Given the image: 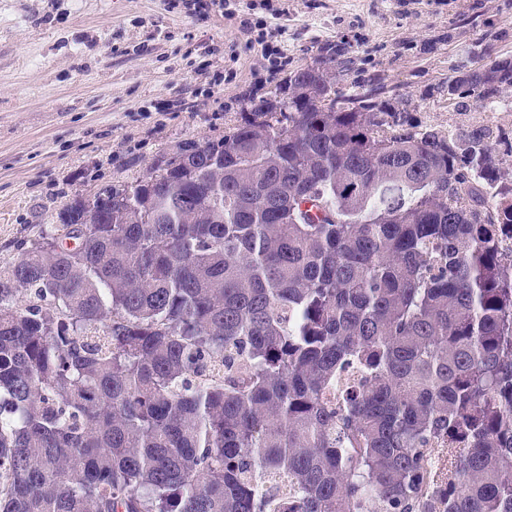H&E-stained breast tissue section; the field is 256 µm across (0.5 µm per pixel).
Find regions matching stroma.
Returning <instances> with one entry per match:
<instances>
[{"instance_id": "stroma-1", "label": "stroma", "mask_w": 512, "mask_h": 512, "mask_svg": "<svg viewBox=\"0 0 512 512\" xmlns=\"http://www.w3.org/2000/svg\"><path fill=\"white\" fill-rule=\"evenodd\" d=\"M337 44V93L381 83L423 124L490 127L512 169V86L491 111L448 94L458 61L512 58V0H0V266L67 202L219 139Z\"/></svg>"}]
</instances>
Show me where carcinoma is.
<instances>
[{"mask_svg": "<svg viewBox=\"0 0 512 512\" xmlns=\"http://www.w3.org/2000/svg\"><path fill=\"white\" fill-rule=\"evenodd\" d=\"M492 139L308 67L65 204L0 267V512H512Z\"/></svg>", "mask_w": 512, "mask_h": 512, "instance_id": "1", "label": "carcinoma"}]
</instances>
